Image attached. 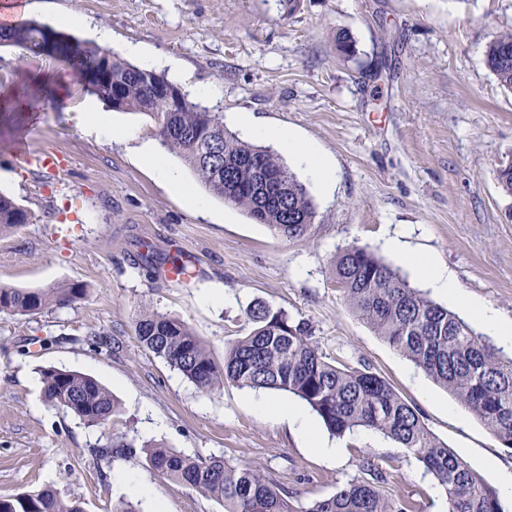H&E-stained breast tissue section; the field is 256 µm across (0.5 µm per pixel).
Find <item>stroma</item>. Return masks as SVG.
Listing matches in <instances>:
<instances>
[{"label": "stroma", "mask_w": 512, "mask_h": 512, "mask_svg": "<svg viewBox=\"0 0 512 512\" xmlns=\"http://www.w3.org/2000/svg\"><path fill=\"white\" fill-rule=\"evenodd\" d=\"M27 16L55 26L82 17L65 35L86 41L111 30L108 46L133 65L155 59L187 94L212 111L248 113L292 131L332 163L336 187L307 190L315 217L306 238L286 241L241 209L224 204L176 155L170 166L187 195L170 191L140 160L155 142L151 119L116 112L112 124L136 139L112 140L76 126L68 111L34 94L31 109L0 113V192L32 219L0 234V282L17 288L86 286L75 304L36 316L0 313V497L49 486L84 512H224L222 503L163 478L147 464L97 462L108 438L158 444L195 457L221 456L271 476L296 512L334 495L371 460L388 474L380 490L409 512H446V494L412 455L371 430L338 438L320 419L314 431L336 460L307 448L298 430L258 411L260 394L225 385L196 388L135 335L140 314L187 322L216 362L252 329L254 304L282 309L313 327L319 347L383 376L423 413L429 430L493 487L512 470V450L474 413L377 336L336 286L332 265L347 247L386 262L388 237L404 232L410 252L445 265L461 294L512 320V195L499 169L512 165V91L486 62L490 41L512 31V0H26ZM354 56L336 46L339 34ZM137 54H129V47ZM61 63L0 47V89L55 75ZM56 153V171L33 170L22 155ZM204 198V211L190 197ZM159 262L194 258L188 282L136 265L139 243ZM211 288L223 304L203 301ZM108 346H89L90 332ZM90 374L117 401L108 425H86L47 404L41 368ZM127 472L145 487L128 492Z\"/></svg>", "instance_id": "1"}]
</instances>
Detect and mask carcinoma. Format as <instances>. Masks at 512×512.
<instances>
[{
	"label": "carcinoma",
	"mask_w": 512,
	"mask_h": 512,
	"mask_svg": "<svg viewBox=\"0 0 512 512\" xmlns=\"http://www.w3.org/2000/svg\"><path fill=\"white\" fill-rule=\"evenodd\" d=\"M21 45L54 59L76 77L103 66L112 81L93 94L117 112H138L155 123L160 149L178 154L203 185L225 203L287 241L306 237L314 206L306 187L267 147L238 140L224 127L219 112L183 96L173 107L156 85L181 91L163 74L140 69L110 49L62 35L35 21L0 23V46ZM487 63L500 84L512 90V33L488 46ZM281 174V191L267 192L261 172ZM28 220V211L0 193V233ZM334 276L347 302L371 329L468 407L512 450V357L477 336L457 314L410 286L399 270L367 249L351 246L334 263ZM87 289L75 284L23 289L0 284V312L38 315L56 305L82 300ZM253 327L225 350L217 364L190 326L159 312L136 323L139 343L165 360L202 390L226 383L241 389L285 393L304 401L326 429L343 436L358 428L378 431L420 462L444 488L448 512H505L498 490L460 460L428 429L415 405L367 368H351L324 353L311 324L283 310L259 305L251 311ZM45 401L92 426L112 418L116 402L94 377L54 367L40 369ZM108 462L145 460L157 472L224 505V512H295L275 480L250 465H232L222 457L193 458L171 448H139L132 440L112 439L94 449ZM363 477L304 512H406L403 503L381 493L387 476L377 465L362 466ZM0 512H84L77 501L53 489L0 497Z\"/></svg>",
	"instance_id": "1"
}]
</instances>
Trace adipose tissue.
Listing matches in <instances>:
<instances>
[{
  "label": "adipose tissue",
  "instance_id": "obj_1",
  "mask_svg": "<svg viewBox=\"0 0 512 512\" xmlns=\"http://www.w3.org/2000/svg\"><path fill=\"white\" fill-rule=\"evenodd\" d=\"M232 120L254 137L275 141L283 152L304 168L320 190L327 192L333 188L336 180L335 170L328 159L320 155L314 147L301 142L291 132L268 127L245 115H233ZM387 244L398 255L400 261L429 288L439 294L456 297L457 285L449 278L447 268L437 259L419 257L406 251L400 240L395 237L388 238Z\"/></svg>",
  "mask_w": 512,
  "mask_h": 512
}]
</instances>
